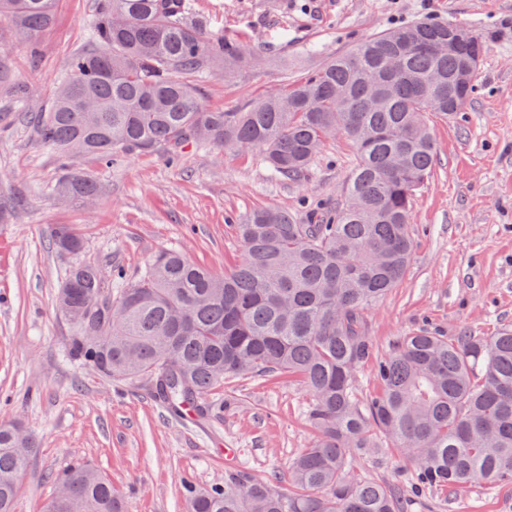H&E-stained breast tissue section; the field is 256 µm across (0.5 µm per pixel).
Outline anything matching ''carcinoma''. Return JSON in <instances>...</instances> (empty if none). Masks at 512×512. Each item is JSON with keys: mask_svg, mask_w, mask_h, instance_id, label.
Wrapping results in <instances>:
<instances>
[{"mask_svg": "<svg viewBox=\"0 0 512 512\" xmlns=\"http://www.w3.org/2000/svg\"><path fill=\"white\" fill-rule=\"evenodd\" d=\"M55 0H0V22L32 40L54 23ZM468 39L448 50V32ZM465 29L418 21L370 36L304 80L236 112L206 108L191 78L222 65H259L250 47L216 40L188 16L185 0H104L92 48L72 59L53 104L35 113L39 141L65 159L160 152L188 144L262 151L280 179L304 177L323 143L340 132L355 163L340 200L302 217L252 210L237 225L244 258L219 277L175 249L158 253L136 281L105 288L95 264L74 263L56 303L78 324L74 350L110 380L146 378L174 415L242 374L298 377L317 430L279 492L248 472L202 489L182 482L187 512H400L384 484L360 481L354 463L391 440L416 463L414 488L512 486V326L492 336L400 338L377 365L378 395L361 403L355 372L373 354L366 313L406 275L411 211L433 172L426 114L454 117L474 90L455 77L482 56ZM100 184L65 166L60 199L96 201ZM52 246L78 256L81 234L49 230ZM98 312L96 341L83 319ZM178 369L165 373V359ZM38 447L0 424V512H15L16 484ZM61 494L43 512H124L120 494L77 464L56 478Z\"/></svg>", "mask_w": 512, "mask_h": 512, "instance_id": "1", "label": "carcinoma"}]
</instances>
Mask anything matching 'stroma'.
<instances>
[{
    "label": "stroma",
    "instance_id": "stroma-1",
    "mask_svg": "<svg viewBox=\"0 0 512 512\" xmlns=\"http://www.w3.org/2000/svg\"><path fill=\"white\" fill-rule=\"evenodd\" d=\"M217 39L260 49L258 66L192 77L203 103L227 112L282 92L367 36L420 19L464 27L483 40L475 92L457 117L429 114L434 172L412 208L405 278L368 312L373 355L358 368L357 395L378 391L374 368L402 336L426 329L491 336L512 324V0H186ZM102 0H57L53 26L33 41L0 25V423L18 422L40 446L18 482L17 512H42L56 476L81 462L109 477L126 512H185L182 478L205 488L234 466L279 490L316 430L309 395L294 377L239 375L207 397V415L177 418L149 380L116 383L70 358L77 329L55 306L74 259L49 243L66 224L85 240L83 261L126 281L152 256L176 249L223 275L243 257L236 226L253 209L300 215L339 198L354 163L344 136L325 142L305 179L271 178L258 151L191 145L159 153L64 160L42 146L28 111L49 109L71 58L86 49ZM103 187L90 206L52 193L64 164ZM413 463L391 442L360 459L358 478L398 489L404 512H512V488L476 483L458 493L415 492Z\"/></svg>",
    "mask_w": 512,
    "mask_h": 512
}]
</instances>
